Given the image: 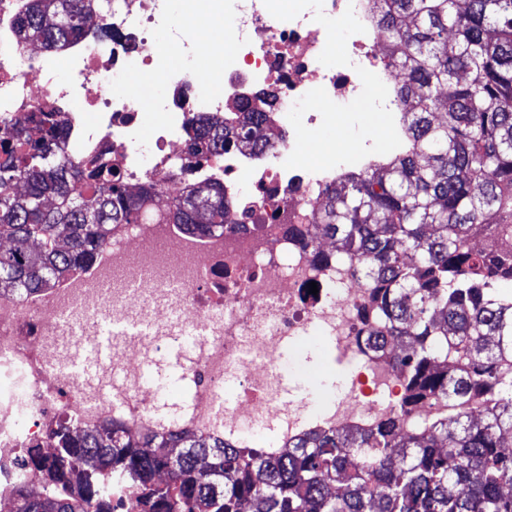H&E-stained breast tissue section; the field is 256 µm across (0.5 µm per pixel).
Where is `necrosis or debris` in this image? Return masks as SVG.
I'll list each match as a JSON object with an SVG mask.
<instances>
[{"label": "necrosis or debris", "instance_id": "obj_1", "mask_svg": "<svg viewBox=\"0 0 512 512\" xmlns=\"http://www.w3.org/2000/svg\"><path fill=\"white\" fill-rule=\"evenodd\" d=\"M194 2L93 0V25L56 53L20 50L12 21L23 0H0L1 129L51 112L66 134L64 153L117 165L128 186L150 181L166 197L188 180L224 186L223 233L188 234L148 208L136 223L113 225L88 269L35 295H0V504L16 488H41L25 451L52 455L62 426L113 422L133 439L190 431L272 455L315 428L368 430L396 416L409 429L453 414L444 401L401 412L394 361L364 354L356 341L368 288L350 264L318 260L288 233L289 225L311 224L327 185L369 163L345 146L308 161L300 127L367 106L400 110L398 73L382 51L372 0H214L233 46L204 76ZM162 31L165 52L153 45ZM258 85L277 93L266 147L240 146L188 167L177 145L193 122L223 121L233 99ZM105 313L128 344L112 355L108 394L91 389L78 369ZM315 332L356 364L351 390L319 405L282 400L281 348ZM185 342L190 403L169 421L145 395L147 372L160 346ZM231 372L241 389L226 407L219 395Z\"/></svg>", "mask_w": 512, "mask_h": 512}]
</instances>
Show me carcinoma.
<instances>
[{
  "label": "carcinoma",
  "instance_id": "1",
  "mask_svg": "<svg viewBox=\"0 0 512 512\" xmlns=\"http://www.w3.org/2000/svg\"><path fill=\"white\" fill-rule=\"evenodd\" d=\"M92 0H28L20 45L63 50L80 40ZM383 50L399 68L403 147L325 189L315 217L335 251L357 260L370 288L358 345L393 354L401 409L447 400L453 419L412 431L392 417L374 429L311 431L270 458L258 448L184 433L137 444L119 426L57 433V453L27 462L46 493L15 492L17 512H112L107 490L123 474L147 512H512V394L497 364L512 359V253L475 252L485 224L512 235V0H377ZM270 91L235 101L224 125L200 122L194 159L232 145H266L261 108ZM51 113L0 132V293L32 294L90 265L115 224L147 206L193 233L224 229V187L203 183L161 198L129 191L120 172L58 149ZM62 240L42 251L33 236ZM483 395L478 419L465 402Z\"/></svg>",
  "mask_w": 512,
  "mask_h": 512
}]
</instances>
